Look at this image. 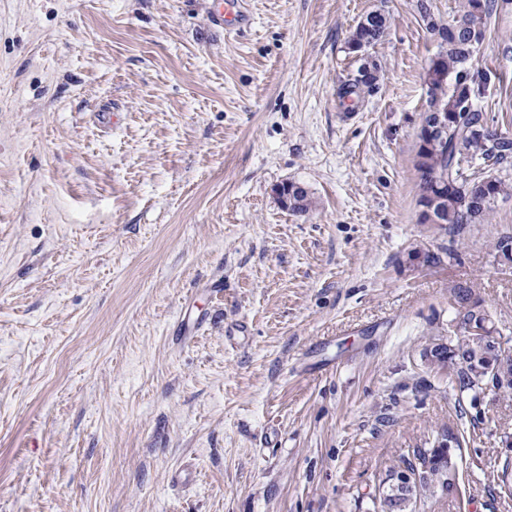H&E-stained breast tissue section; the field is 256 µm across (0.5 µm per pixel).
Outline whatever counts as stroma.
Returning a JSON list of instances; mask_svg holds the SVG:
<instances>
[{
	"mask_svg": "<svg viewBox=\"0 0 512 512\" xmlns=\"http://www.w3.org/2000/svg\"><path fill=\"white\" fill-rule=\"evenodd\" d=\"M460 3L246 0L234 30L212 0H0V512H373L443 428L460 490L420 512H512V394L422 359L461 285L512 344V197L460 235L419 221L429 24ZM470 73L512 137V0ZM388 27L389 22L385 14L377 11L368 14L363 22L358 23L349 42L350 49L352 52H363L366 48L376 45L386 36ZM378 71L376 63L369 61L362 63L358 69V75L340 86L338 97L342 102L349 100L353 104L363 101L366 95L374 91L379 78ZM275 195L283 208L293 213H306L312 207V198L305 187L288 188V182L276 187ZM454 383L458 390L462 393H473V397H477V394L483 392L484 386L491 382L492 387L496 390L506 389L512 390V386L508 388H501L494 384L493 378L490 373L486 371V366L481 365V371L472 368L471 366L467 369H454Z\"/></svg>",
	"mask_w": 512,
	"mask_h": 512,
	"instance_id": "obj_1",
	"label": "stroma"
}]
</instances>
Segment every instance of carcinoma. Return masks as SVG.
Returning <instances> with one entry per match:
<instances>
[{
    "label": "carcinoma",
    "mask_w": 512,
    "mask_h": 512,
    "mask_svg": "<svg viewBox=\"0 0 512 512\" xmlns=\"http://www.w3.org/2000/svg\"><path fill=\"white\" fill-rule=\"evenodd\" d=\"M494 0H462L453 22L454 29L436 22L441 43L437 58L430 61L426 72L429 88V111L448 114V136L430 135L420 127L414 165L420 173L421 207L419 221L433 224L450 233H461L472 224H482L501 197L512 193V185L498 174L471 177L465 167L483 169L499 166L512 157V138L489 129L482 110L475 101L482 94L481 84L469 79L471 64L481 43ZM389 27L388 18L372 12L358 23L349 42L350 49L362 52L381 42ZM378 81V67L364 62L358 75L343 83L338 90L341 101L357 104L371 94ZM312 207V198L304 187L288 190V210L305 213ZM493 381L486 367L457 369L454 383L462 393L475 395ZM430 477L413 482L410 489L387 486L374 499L377 512H415L421 496L433 490L432 476L437 474L448 456L446 448H431Z\"/></svg>",
    "instance_id": "carcinoma-1"
}]
</instances>
